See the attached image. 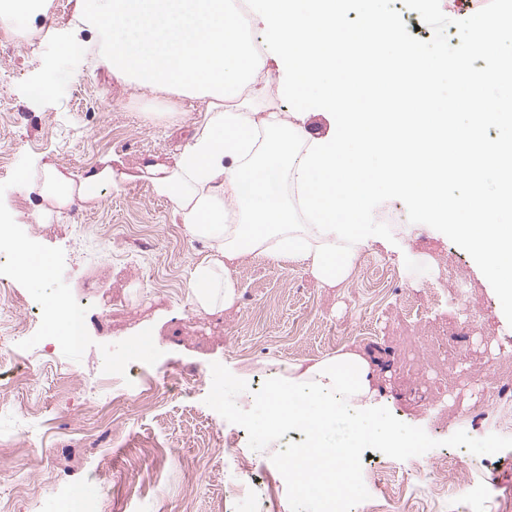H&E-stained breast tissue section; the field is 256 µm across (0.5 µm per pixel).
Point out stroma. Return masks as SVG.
I'll list each match as a JSON object with an SVG mask.
<instances>
[{"mask_svg":"<svg viewBox=\"0 0 512 512\" xmlns=\"http://www.w3.org/2000/svg\"><path fill=\"white\" fill-rule=\"evenodd\" d=\"M31 31L40 44H17L0 69L17 78L11 109L0 120V155L10 170L0 177V212L11 223L29 222L38 194H26L16 174L38 172L51 164L78 177L101 161L127 175L118 188H104L99 199L79 205L77 221L66 208L50 205L47 223L34 226L40 250L53 267L49 287L85 310V340L74 353L55 349L45 338L42 349L20 365V352L0 346V512H46L62 488L85 487L96 512H318L317 500L298 494L280 459L297 439L280 430L240 432L236 417H257L255 387L268 383L291 363H311L347 350L364 352L377 392L375 425L396 422L404 432L420 431L434 454L465 445L469 453L453 483L489 481L486 501L471 507L463 497L453 504L422 493V475L405 458L375 445L361 450L355 465L352 512H500L512 492V402L467 407L477 388L447 389L442 365L424 356L419 379L448 408L444 418L429 415L405 389L401 345L392 334L402 318L403 299L412 295L422 313L417 326L431 331L434 313L427 304L435 287L464 288L465 308L475 310L467 336L455 343L456 370H483L501 362L512 374V322L501 319L495 286L441 225L430 223L412 202L388 188L369 200L360 248L350 277L334 288L320 287L301 264L273 262L252 255L237 265L238 299L228 310L196 312L187 286L194 266L209 253L207 242L189 238L165 199L158 197L141 170L147 163L174 164L190 142L199 117L198 101L183 98L175 106L184 119L169 115L173 104L117 78L91 57L61 58L60 39H89L74 22L48 28L35 18ZM58 81L53 95L37 100L30 93L45 64ZM264 94L252 106L259 112H292L288 74L268 64ZM112 99L114 111H86L75 101ZM394 211L399 223L384 218ZM424 236L443 245L454 258L417 255L415 240ZM197 317L190 327L189 317ZM153 341L145 353L132 343L144 332ZM155 376L193 370L201 375L193 396L160 388L146 401H127L109 422L95 413L105 392L96 390L100 375L120 378L132 365ZM223 388L221 410L208 398ZM238 436V457L224 455V439ZM249 473L255 484L246 497L226 498L234 478ZM375 474L416 490L412 500L394 498L372 506L368 479Z\"/></svg>","mask_w":512,"mask_h":512,"instance_id":"1","label":"stroma"}]
</instances>
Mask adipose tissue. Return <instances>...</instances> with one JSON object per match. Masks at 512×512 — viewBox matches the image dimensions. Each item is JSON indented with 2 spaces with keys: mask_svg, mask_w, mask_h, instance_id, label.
<instances>
[{
  "mask_svg": "<svg viewBox=\"0 0 512 512\" xmlns=\"http://www.w3.org/2000/svg\"><path fill=\"white\" fill-rule=\"evenodd\" d=\"M269 45L289 66L291 117L268 112L257 117L240 103L241 93L259 97V76L267 67L243 30L229 0H78L75 20L86 26L91 42L64 40L63 56L96 48L113 74L152 94L175 92L204 101L195 137L174 166L149 164L144 177L170 204L190 238L206 240L209 254L192 270L189 296L203 312L232 307L238 291L233 270L239 260L256 255L304 263L324 288L350 276L360 246L368 200L381 186L410 197L417 209L444 225L475 259L497 288L503 309L512 314V228L501 225L500 197L482 194V165L512 167L501 144L471 132L463 148L448 146V128L458 109L448 98L445 109L431 113L423 88L454 58L416 71L415 48L392 18L370 21L376 40L395 46L399 65L382 70L389 91L403 89L413 100L409 112L393 109L388 94L373 112H351L337 133L309 135L303 122L310 96L335 98L337 85L358 86L361 72L337 76L320 67L316 48L335 38L342 13L334 0H258ZM465 170L471 193L450 199L443 188L456 170ZM124 175L112 165L90 168L71 179L54 166L42 174L23 172L20 184L56 205L99 198L105 186L119 185ZM290 182L301 194L305 223H297L281 190ZM357 409L350 419V443L335 448L323 440L325 426L343 416V401ZM377 404L368 360L358 352L337 353L311 364H290L271 379L261 430L289 423L308 441L290 449L288 468L298 493L328 507L337 480H349L359 448L379 442L389 448H423L427 438L392 429L373 432L364 421Z\"/></svg>",
  "mask_w": 512,
  "mask_h": 512,
  "instance_id": "1",
  "label": "adipose tissue"
}]
</instances>
